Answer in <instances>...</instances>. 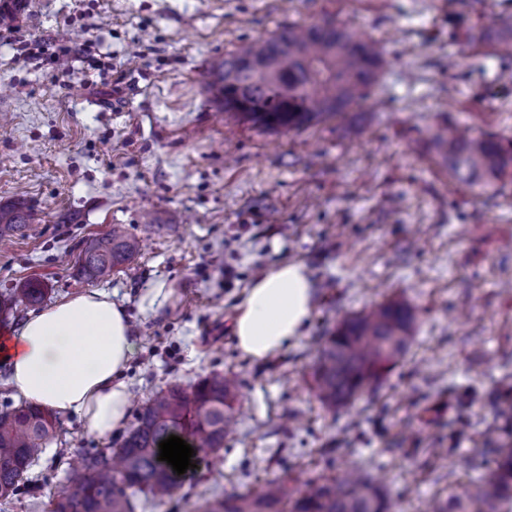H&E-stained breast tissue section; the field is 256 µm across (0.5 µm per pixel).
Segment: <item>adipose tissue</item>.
<instances>
[{
  "label": "adipose tissue",
  "mask_w": 512,
  "mask_h": 512,
  "mask_svg": "<svg viewBox=\"0 0 512 512\" xmlns=\"http://www.w3.org/2000/svg\"><path fill=\"white\" fill-rule=\"evenodd\" d=\"M302 264L286 263L248 288L233 325L238 349L265 360L302 336L313 315ZM134 354L129 317L103 290H87L28 313L0 346V367L27 402L77 417L104 437L124 427L130 391L124 372Z\"/></svg>",
  "instance_id": "obj_1"
}]
</instances>
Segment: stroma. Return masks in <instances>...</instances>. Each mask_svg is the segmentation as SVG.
Here are the masks:
<instances>
[{"instance_id":"1","label":"stroma","mask_w":512,"mask_h":512,"mask_svg":"<svg viewBox=\"0 0 512 512\" xmlns=\"http://www.w3.org/2000/svg\"><path fill=\"white\" fill-rule=\"evenodd\" d=\"M326 16L384 49L366 100L290 131L225 111L208 78L225 53ZM506 18L512 0H28L16 23L40 59L17 60L0 35V203L24 200L37 226L0 241V292L36 279L50 304L89 290L75 271L84 243L123 225L143 249L100 287L130 318L136 402L211 372L240 384L217 458L146 512L355 464L396 512H426L491 466L486 432L512 439L498 417L512 379V178L475 194L423 147L444 124L512 138V58L481 45ZM88 40L106 69L56 68L58 44ZM286 262L309 272L312 320L255 361L231 325L256 277ZM395 295L414 311L407 354L347 407H321L325 336ZM58 423L30 470L45 496L86 450L122 439ZM435 445L452 460L429 458Z\"/></svg>"}]
</instances>
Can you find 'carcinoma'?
<instances>
[{
	"mask_svg": "<svg viewBox=\"0 0 512 512\" xmlns=\"http://www.w3.org/2000/svg\"><path fill=\"white\" fill-rule=\"evenodd\" d=\"M493 45L512 56V25ZM384 65L379 44L356 30L324 19L284 27L271 36L224 54L218 91L224 111L270 130L298 129L347 112L378 83ZM429 144L448 176L485 190L512 175V140L434 130ZM23 201L0 203V237L34 231ZM140 252L139 241L120 226L86 243L78 275L104 281ZM45 297L36 283L0 296V312L34 306ZM414 316L402 300L390 299L343 319L326 337L314 372V392L324 407L352 402L380 372L394 366L413 338ZM239 390L234 380L211 373L195 385H171L151 396L119 447L85 453L49 497L46 512H137L157 506L181 486V476L158 460L159 442L178 436L193 447V460L224 447L236 421ZM56 417L22 403L0 410V502L19 496L27 473L56 438ZM494 467L476 480L431 501L429 512H512V443L492 449ZM197 512H392L383 484L360 469L321 477L298 487L272 478L261 491L214 495Z\"/></svg>",
	"mask_w": 512,
	"mask_h": 512,
	"instance_id": "carcinoma-1",
	"label": "carcinoma"
}]
</instances>
